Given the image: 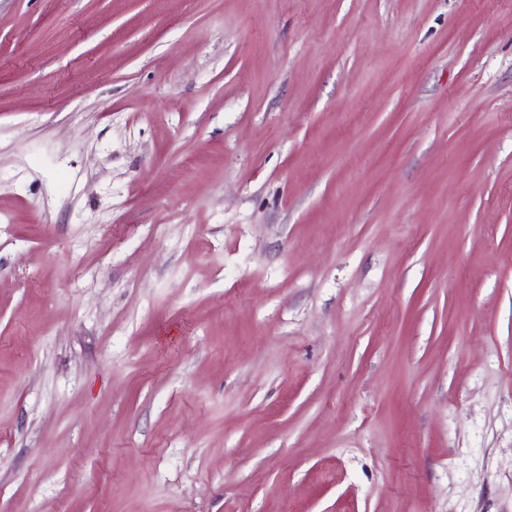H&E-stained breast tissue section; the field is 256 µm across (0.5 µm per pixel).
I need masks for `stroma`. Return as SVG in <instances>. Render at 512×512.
Returning <instances> with one entry per match:
<instances>
[{"mask_svg":"<svg viewBox=\"0 0 512 512\" xmlns=\"http://www.w3.org/2000/svg\"><path fill=\"white\" fill-rule=\"evenodd\" d=\"M0 512H512V0H0Z\"/></svg>","mask_w":512,"mask_h":512,"instance_id":"1","label":"stroma"}]
</instances>
